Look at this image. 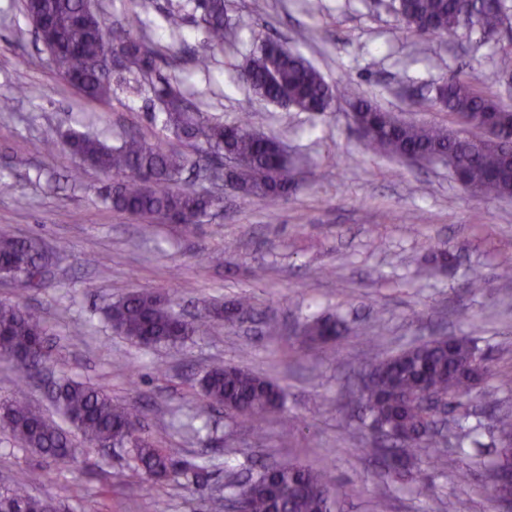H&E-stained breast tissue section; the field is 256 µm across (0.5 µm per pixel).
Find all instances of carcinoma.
Returning <instances> with one entry per match:
<instances>
[{
  "mask_svg": "<svg viewBox=\"0 0 512 512\" xmlns=\"http://www.w3.org/2000/svg\"><path fill=\"white\" fill-rule=\"evenodd\" d=\"M26 16L35 29L49 33V60L63 78L76 82L87 100L112 99L114 75L109 58L117 50L126 54L133 71L149 85L159 103L154 119L162 128L187 140L198 158L227 159L236 164L234 189L275 207L288 196L296 167L278 152V141L255 134L247 123L226 124L195 110L180 90L160 73L158 54L141 37L122 26L109 28L90 0H27ZM471 10L469 0H397L393 11L395 34L407 30L422 38L451 34L461 17ZM197 24L214 46L232 37L226 25V0H195ZM506 0L474 11L472 30L480 39L494 36L507 16ZM239 78L274 103L301 112L322 114L332 109L335 94L320 72L288 43L274 51L268 41L256 46L239 71ZM343 96L357 106V123L367 130L366 150L398 160L413 155L455 159L464 165L463 187L474 195L512 198V135L476 142L467 118L488 112L512 123V109L483 92L472 75L455 74L432 88L426 97L451 117L446 126L409 123L358 98L350 86ZM66 143L73 155L112 176L115 189L106 198L120 210L153 221L173 216L187 235L212 211L224 207V197L197 192L179 184L183 170L194 159L170 152L162 143L129 136L109 145L90 133L71 132ZM42 266V252L31 241L0 232V274L20 281ZM250 298L213 307L196 322H182L170 301L146 290L134 291L110 304L105 315L111 326L130 340L144 345L176 344L209 330L210 319L234 321L252 314ZM346 332L339 317H317L300 325L307 343H334ZM47 326L19 305L0 301V360L13 365L15 383L22 392L45 362ZM361 371L373 374L370 392L358 386L344 402L345 417L359 413L361 426L378 428V439L391 448L388 474L400 489L420 497L433 493L429 475L419 467L427 449L433 459L446 457L447 440L429 434L434 417L423 407L426 391L466 406L482 396L481 386L490 371L481 350L471 341L448 336L409 346L393 355H374L362 362ZM204 397L221 405L235 419L255 422L281 411L282 390L263 376L239 366L214 364L200 381ZM66 420L88 444L109 441L128 448L134 469L148 479H174L187 472L188 463L175 459L170 449L141 435V415L131 405L112 400L108 390L62 377L51 395ZM0 427L38 456L70 465L76 448L68 433L44 411L21 396L0 400ZM489 431L496 437L497 455L486 464L494 499L512 496V413L494 414ZM25 474L0 486V512H45L42 498L28 491ZM346 488L333 483L326 466L313 467L294 459L263 465L249 482L230 480L225 495L213 502L212 512L235 507L240 512H335Z\"/></svg>",
  "mask_w": 512,
  "mask_h": 512,
  "instance_id": "1",
  "label": "carcinoma"
}]
</instances>
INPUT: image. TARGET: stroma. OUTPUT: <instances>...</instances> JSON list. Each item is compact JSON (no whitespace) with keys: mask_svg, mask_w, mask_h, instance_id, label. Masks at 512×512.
I'll use <instances>...</instances> for the list:
<instances>
[{"mask_svg":"<svg viewBox=\"0 0 512 512\" xmlns=\"http://www.w3.org/2000/svg\"><path fill=\"white\" fill-rule=\"evenodd\" d=\"M95 2L108 23L177 60L161 72L202 112L228 124L249 118L305 165L296 190L274 212L212 182L208 162L185 171L193 189L224 196L223 210L191 235L115 209L104 193L110 177L70 153L68 132L94 131L111 144L132 135L186 154L191 146L152 120L150 93L119 84L109 103L83 98L37 42L23 0H0V98L12 101L0 112V231L38 240L47 255L38 287L0 275V300L51 329L45 374L26 396L53 416L49 379L65 374L103 386L114 400L142 409L144 435L205 468L199 477L156 482L132 472L126 449L92 447L75 431L78 461L59 470L0 429V484L34 473L33 493L61 512H85L92 501L99 512H207L231 477L290 454L329 464L349 491L341 512H372L384 493L390 512H500L487 480L463 476L464 457L453 451L431 472L434 497L399 491L358 455L370 433L345 429L336 399L349 367L369 353L457 336L488 355L485 403L512 412V274L504 272L512 264V198L474 197L442 164L368 152L346 103L321 115L287 108L255 95L238 70L256 44L279 39L329 85L351 83L360 97L406 121L444 124L447 112L429 106L425 93L460 71L512 106V80L497 68L512 45V0L499 32L486 40L464 27L444 38L395 33L391 0H230L226 22L236 38L221 48L210 47L191 18L181 35L169 32L166 17L185 0ZM200 56L206 66L197 65ZM44 139L55 141L52 153L36 152ZM75 169L82 178L74 184L68 176ZM438 245L457 254L454 265L431 264ZM475 272L487 276L489 288L469 290ZM139 289L170 295L189 318L213 301L247 295L255 315L213 322L205 335L175 345H142L102 315ZM336 312L349 328L337 348L295 341L292 331L304 317ZM215 363L270 378L286 393L285 409L250 425L209 406L199 380ZM190 409L208 430H179Z\"/></svg>","mask_w":512,"mask_h":512,"instance_id":"stroma-1","label":"stroma"}]
</instances>
